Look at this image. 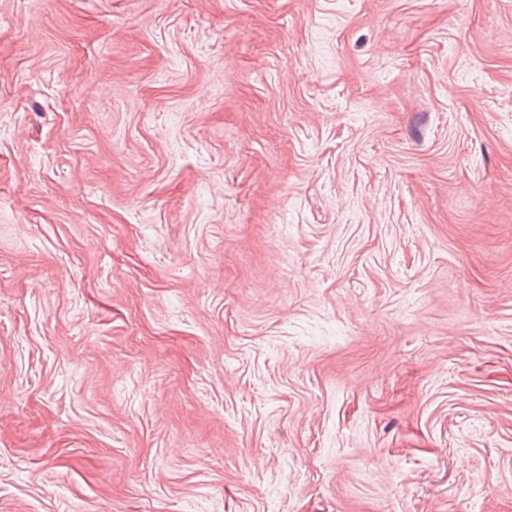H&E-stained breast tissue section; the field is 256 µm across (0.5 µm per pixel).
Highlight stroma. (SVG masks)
Here are the masks:
<instances>
[{
    "mask_svg": "<svg viewBox=\"0 0 512 512\" xmlns=\"http://www.w3.org/2000/svg\"><path fill=\"white\" fill-rule=\"evenodd\" d=\"M512 512V0H0V512Z\"/></svg>",
    "mask_w": 512,
    "mask_h": 512,
    "instance_id": "35a3bbf8",
    "label": "stroma"
}]
</instances>
